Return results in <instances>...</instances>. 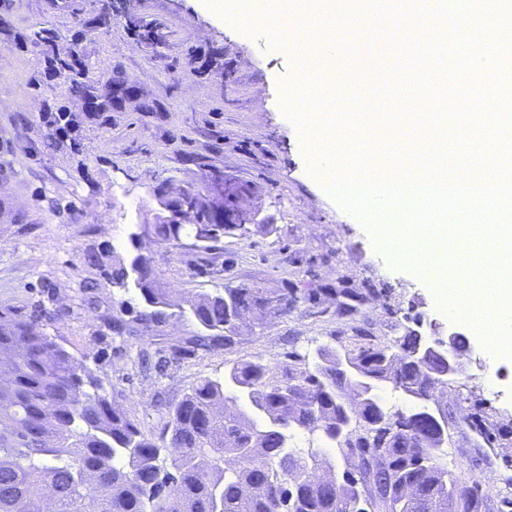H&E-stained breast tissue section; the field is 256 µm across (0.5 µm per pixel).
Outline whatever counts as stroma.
Wrapping results in <instances>:
<instances>
[{
  "label": "stroma",
  "mask_w": 512,
  "mask_h": 512,
  "mask_svg": "<svg viewBox=\"0 0 512 512\" xmlns=\"http://www.w3.org/2000/svg\"><path fill=\"white\" fill-rule=\"evenodd\" d=\"M363 12L351 0L322 17L337 33L350 84L411 83L416 71L399 51L408 19L359 52ZM300 84L269 25L230 23L203 0H0V198L14 203L11 221L0 223V312L25 320L36 303L55 310L44 332L87 356L150 437L166 423L164 404L236 361L279 367L322 344H349L352 321L325 298L155 371L199 327L175 314L158 326L137 322L134 294L113 287L85 254L125 255L130 226L154 223L159 197L230 186L233 207L257 211L275 230L225 235L208 255L144 241L173 300L227 283L344 280L380 289L365 317L376 341L401 335L406 315L437 324L442 336L465 334L469 376L430 405L448 414L450 469L461 484L479 483L480 512H512V353L492 352L472 323L449 317L428 282L393 262L370 226L323 191L287 112ZM92 97L100 107L90 112ZM392 106V146L407 159L434 119L404 101ZM58 114L74 126L50 125ZM116 321L122 332L112 331Z\"/></svg>",
  "instance_id": "stroma-1"
}]
</instances>
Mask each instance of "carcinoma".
<instances>
[{
	"label": "carcinoma",
	"instance_id": "cac0c4a2",
	"mask_svg": "<svg viewBox=\"0 0 512 512\" xmlns=\"http://www.w3.org/2000/svg\"><path fill=\"white\" fill-rule=\"evenodd\" d=\"M195 224H135L130 250L106 265L90 251L89 264L103 269L112 284L133 290L145 310L140 320L159 324L173 306L144 240L178 247L191 239L198 253L224 240L222 224L211 223L203 202ZM335 299L336 312L356 316L369 303L352 288H305L263 284L226 286L183 298L180 315L206 331L189 343L229 344L233 336L288 314L299 300ZM56 313L38 303L28 321L0 314V360L8 358L11 378L0 385V512H42L53 491L55 512H477L479 485L451 478L439 458V440L423 434L415 414L393 412L394 441L383 435L345 445L336 437L343 401L363 402V413L385 408L377 390L385 383L409 400L436 391L438 365L403 363L418 346L406 333L391 346H361L341 353L324 345L276 373L266 364L240 360L221 378L204 377L169 405L161 434L147 437L116 407L84 360L77 359L41 323ZM262 417L224 412V390ZM292 387V394L285 388ZM318 434L338 448L355 469L342 482L306 485L320 462L319 449L303 457L291 446V430ZM375 493L362 497L361 485Z\"/></svg>",
	"mask_w": 512,
	"mask_h": 512
}]
</instances>
